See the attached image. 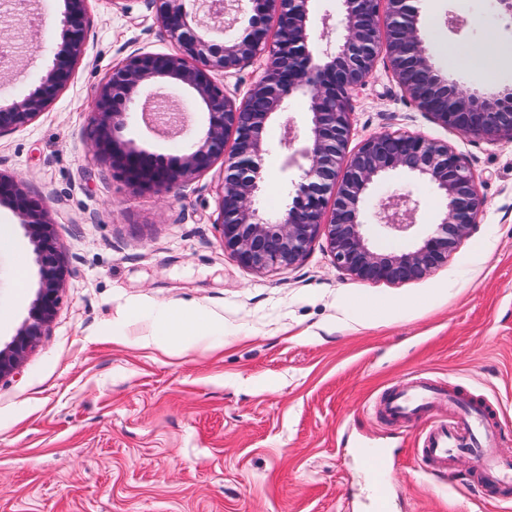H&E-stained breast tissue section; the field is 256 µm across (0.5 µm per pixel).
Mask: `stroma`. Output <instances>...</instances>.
<instances>
[{
  "instance_id": "35a3bbf8",
  "label": "stroma",
  "mask_w": 512,
  "mask_h": 512,
  "mask_svg": "<svg viewBox=\"0 0 512 512\" xmlns=\"http://www.w3.org/2000/svg\"><path fill=\"white\" fill-rule=\"evenodd\" d=\"M434 65L464 86H512V65L486 80L470 51L512 20L494 0H418ZM63 0H29L26 53L0 78V104L22 99L67 42ZM468 19L449 31L445 17ZM88 36L71 83L28 125L0 137V172L33 200L49 199L68 274L53 321L17 374L0 380V512H368L363 449L379 466L393 512H512V495L483 487L468 458L426 474L429 428L447 402L394 421L389 394L427 382L480 401L490 441L512 459V141L442 127L420 112L385 59L353 99L350 147L382 132L447 141L478 178L484 211L446 264L391 285L352 279L324 239L293 267L257 274L224 250L217 223L223 167L137 194L94 149L90 103L133 51L175 49L149 0H88ZM280 127L261 207L287 197ZM413 190L417 221L441 200L392 174L365 203ZM27 268L16 279L0 252V346L27 320L38 286L33 246L0 205ZM178 306L224 326L202 346L153 340V316Z\"/></svg>"
}]
</instances>
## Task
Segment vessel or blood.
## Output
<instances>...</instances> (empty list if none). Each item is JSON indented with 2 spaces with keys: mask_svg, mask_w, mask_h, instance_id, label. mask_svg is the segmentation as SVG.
<instances>
[{
  "mask_svg": "<svg viewBox=\"0 0 512 512\" xmlns=\"http://www.w3.org/2000/svg\"><path fill=\"white\" fill-rule=\"evenodd\" d=\"M444 399L454 405L459 423L455 426L441 423L428 431L423 452L431 471H447L459 456L464 455L470 458L475 472L485 484L512 485V460L502 459L496 448L483 442L488 421L480 409L457 400L456 396H444L424 383L397 392L387 406L392 414L405 417L425 412Z\"/></svg>",
  "mask_w": 512,
  "mask_h": 512,
  "instance_id": "1",
  "label": "vessel or blood"
}]
</instances>
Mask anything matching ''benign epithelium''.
Here are the masks:
<instances>
[{"label":"benign epithelium","instance_id":"obj_1","mask_svg":"<svg viewBox=\"0 0 512 512\" xmlns=\"http://www.w3.org/2000/svg\"><path fill=\"white\" fill-rule=\"evenodd\" d=\"M86 2L64 0L68 42L34 92L0 107V137L30 123L69 83L87 38ZM150 2L175 51L134 52L112 69L92 100L96 148L136 192L168 193L222 163L218 224L224 251L242 267L263 273L298 265L323 235L336 264L352 278L406 283L447 263L478 224L483 199L477 178L447 143L422 134L382 133L348 150L353 98L382 54L400 89L434 122L475 138L512 141V89L488 93L448 81L425 47L416 0H339V15L324 14L318 32L310 22L311 0H236L238 11L248 14V25L228 35V0H204L202 10L188 9L187 0ZM21 29L5 21L0 44L18 49ZM316 42L315 58L309 45ZM259 59L263 74L242 99L215 81V74L232 77ZM160 83L190 96L205 115L199 132L188 131L181 116L166 127L154 122V112L167 101L142 97ZM299 92L309 96V112L301 126L290 118L283 123L280 144L290 149L307 142L301 150L303 174L292 183L291 203L273 216L257 205L269 152L265 132ZM137 110L154 129L185 137L179 155L150 161L133 140L122 138L127 113ZM392 173L427 183L443 209L428 234L410 243L418 200L411 191L387 197L375 218L389 245L379 248L363 220L364 204L372 187ZM5 202L33 245L39 287L28 319L0 347V380L18 370L52 321L67 272L55 246L50 202L29 199L16 177L0 172V204Z\"/></svg>","mask_w":512,"mask_h":512}]
</instances>
